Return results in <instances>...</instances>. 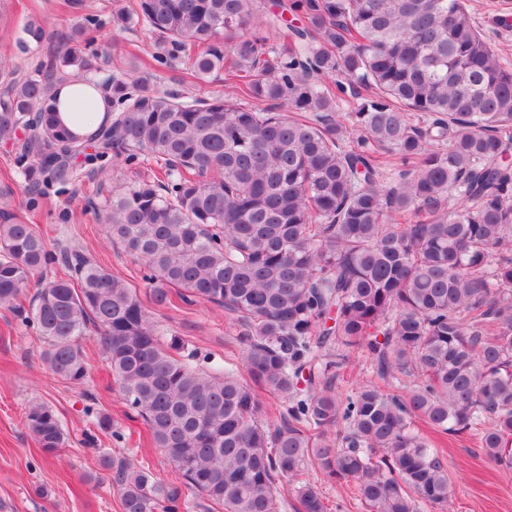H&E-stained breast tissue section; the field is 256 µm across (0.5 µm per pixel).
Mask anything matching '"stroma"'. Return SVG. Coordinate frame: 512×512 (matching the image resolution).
Here are the masks:
<instances>
[{
	"label": "stroma",
	"mask_w": 512,
	"mask_h": 512,
	"mask_svg": "<svg viewBox=\"0 0 512 512\" xmlns=\"http://www.w3.org/2000/svg\"><path fill=\"white\" fill-rule=\"evenodd\" d=\"M129 0H82L80 8L66 0H0V57L13 56L23 28L34 20L48 30L63 32L85 14L107 18ZM475 22L512 68V0H469ZM155 40L136 28L112 44L106 73L152 70ZM19 145L0 144V209L21 215L37 225L48 243L83 252L102 267L135 286L141 301L149 291L140 278L139 263L107 236L103 221L87 205L92 181L51 188L37 207H29L28 190L17 173ZM154 320L186 346L210 355L219 363L235 362L241 354L238 337L243 328L234 315L211 304L181 303L151 307ZM42 343L14 314L0 308V512H122L120 492L101 456L143 463L163 483L174 481L171 463L147 441L142 422L129 418L128 409L95 340L85 351L90 376L74 384L53 375L42 361ZM51 406L69 434L62 456L44 453L24 425L32 402ZM112 417V429L98 435L96 449L82 443L96 415ZM455 486L454 512H512V469L491 462L467 435L432 434Z\"/></svg>",
	"instance_id": "35a3bbf8"
}]
</instances>
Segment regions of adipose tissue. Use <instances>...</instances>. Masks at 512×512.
<instances>
[{
  "instance_id": "obj_1",
  "label": "adipose tissue",
  "mask_w": 512,
  "mask_h": 512,
  "mask_svg": "<svg viewBox=\"0 0 512 512\" xmlns=\"http://www.w3.org/2000/svg\"><path fill=\"white\" fill-rule=\"evenodd\" d=\"M60 123L78 139L86 140L110 117L112 103L105 93L83 80L58 84L53 91Z\"/></svg>"
}]
</instances>
